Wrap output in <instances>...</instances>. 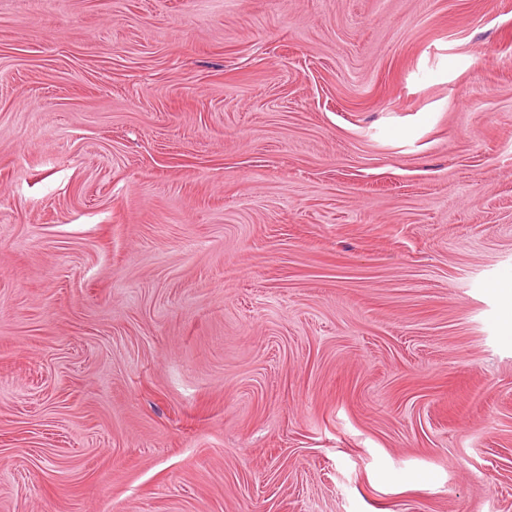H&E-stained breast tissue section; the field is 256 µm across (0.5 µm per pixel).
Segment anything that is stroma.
Returning a JSON list of instances; mask_svg holds the SVG:
<instances>
[{
  "instance_id": "stroma-1",
  "label": "stroma",
  "mask_w": 512,
  "mask_h": 512,
  "mask_svg": "<svg viewBox=\"0 0 512 512\" xmlns=\"http://www.w3.org/2000/svg\"><path fill=\"white\" fill-rule=\"evenodd\" d=\"M512 0H0V512H512Z\"/></svg>"
}]
</instances>
